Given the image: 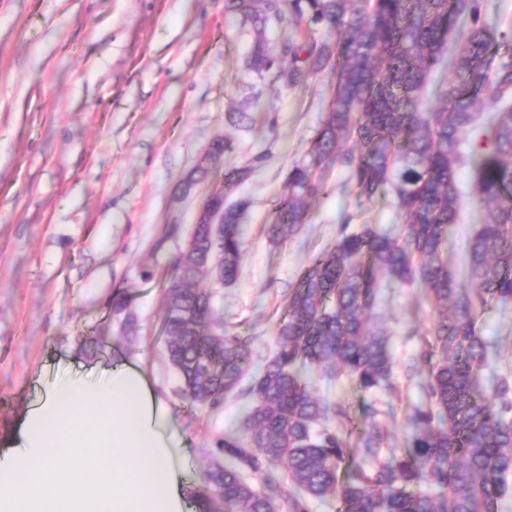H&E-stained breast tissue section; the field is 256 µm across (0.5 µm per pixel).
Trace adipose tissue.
<instances>
[{"mask_svg": "<svg viewBox=\"0 0 512 512\" xmlns=\"http://www.w3.org/2000/svg\"><path fill=\"white\" fill-rule=\"evenodd\" d=\"M182 442L132 365L48 388L0 453V512H186Z\"/></svg>", "mask_w": 512, "mask_h": 512, "instance_id": "ef3b65f1", "label": "adipose tissue"}]
</instances>
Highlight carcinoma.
<instances>
[{"instance_id": "carcinoma-1", "label": "carcinoma", "mask_w": 512, "mask_h": 512, "mask_svg": "<svg viewBox=\"0 0 512 512\" xmlns=\"http://www.w3.org/2000/svg\"><path fill=\"white\" fill-rule=\"evenodd\" d=\"M482 6L483 0H225V12L257 32L249 65L258 73L275 69L265 33L282 21L284 8L329 34L282 49L291 67L277 78L294 83L327 69L333 84L306 162L288 171V194L266 227L270 241L296 235L310 201L323 194V172L339 161L360 195L393 193L402 232L392 238L341 225L334 248L292 288L275 355L255 367L250 338L214 320V292L195 287L208 277L204 256L214 249L224 254V282L236 279L248 201L224 206L218 241L208 225H197L193 252L175 258L165 288L161 333L178 395L195 409L215 408L247 373L250 383L238 389L249 397L241 433L214 440L202 483L189 492L195 512H279L282 501L291 512H310L313 500L328 497L338 512H499L512 475V382L499 379L490 394L482 387L489 346L477 318L492 301L512 300V57L496 54L512 43V26L486 25ZM450 42L452 74L435 88L437 105L420 112ZM475 127L485 151L476 152L474 190L487 209L469 241L475 288L468 289L448 271L443 250L458 218L462 141ZM227 148L215 140L212 166L196 168L189 179L221 176L229 186L255 173L253 166L221 170ZM382 273L423 286L440 309L433 344L420 354L429 405L412 411L406 446L389 449L383 462L385 429L370 422L352 454L322 425L331 408L301 373L347 372L363 391L390 379L387 339L369 324ZM132 302L126 288L112 297V316L128 332L135 327ZM247 473L260 476L262 489Z\"/></svg>"}]
</instances>
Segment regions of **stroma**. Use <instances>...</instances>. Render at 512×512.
Listing matches in <instances>:
<instances>
[{
  "label": "stroma",
  "mask_w": 512,
  "mask_h": 512,
  "mask_svg": "<svg viewBox=\"0 0 512 512\" xmlns=\"http://www.w3.org/2000/svg\"><path fill=\"white\" fill-rule=\"evenodd\" d=\"M255 41L250 25L225 16L224 0H0V449L49 386L100 380L126 362L172 417L186 449L183 490L200 484L208 448L237 428L243 408L231 397L215 409L182 401L159 327L174 259L209 190L186 194L180 184L215 139L229 144L225 166L255 169L224 195L249 207L238 276L215 298L225 327L250 337L254 364L274 354L299 274L334 247L340 224L398 235L392 194L360 196L337 163L301 230L269 241L265 226L323 123L332 79L256 73ZM458 183L460 222L444 256L466 286L468 240L484 209L468 167ZM118 288L135 293L130 343L110 307ZM438 318L422 289L382 278L370 324L389 340L390 385L364 393L348 377L307 373L314 394L346 409L328 424L350 446V420L365 403L378 409L387 447L405 446L406 417L427 402L414 359ZM477 327L490 345L483 385L512 379V301L489 303Z\"/></svg>",
  "instance_id": "obj_1"
}]
</instances>
